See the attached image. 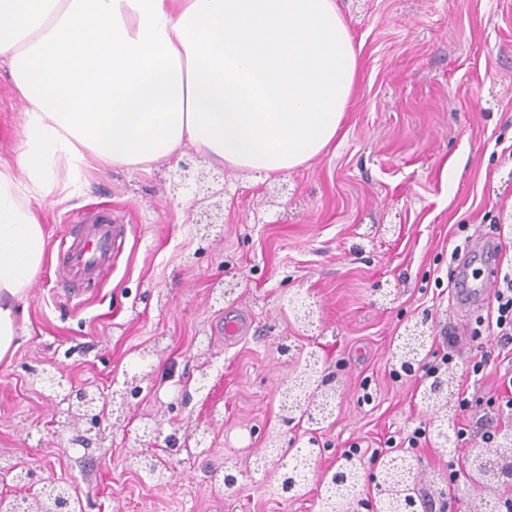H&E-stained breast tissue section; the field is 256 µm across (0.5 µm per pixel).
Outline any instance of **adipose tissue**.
Wrapping results in <instances>:
<instances>
[{
	"instance_id": "ef3b65f1",
	"label": "adipose tissue",
	"mask_w": 512,
	"mask_h": 512,
	"mask_svg": "<svg viewBox=\"0 0 512 512\" xmlns=\"http://www.w3.org/2000/svg\"><path fill=\"white\" fill-rule=\"evenodd\" d=\"M24 106L0 163V360L45 263L32 208L59 172L149 170L191 148L283 174L336 138L358 64L336 0H0V66Z\"/></svg>"
}]
</instances>
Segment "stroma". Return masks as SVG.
I'll return each instance as SVG.
<instances>
[{
  "instance_id": "obj_1",
  "label": "stroma",
  "mask_w": 512,
  "mask_h": 512,
  "mask_svg": "<svg viewBox=\"0 0 512 512\" xmlns=\"http://www.w3.org/2000/svg\"><path fill=\"white\" fill-rule=\"evenodd\" d=\"M353 35L358 80L335 143L285 174L257 177L190 150L150 171L104 167L36 207L46 262L17 314L19 346L0 362V498L37 495L51 481L81 512H321L327 479L358 449L359 506L378 498L385 459L403 455L417 496L453 512H499L512 495L482 490L467 457L483 432L512 435L499 405L512 350L473 341L450 301L456 244L499 239L512 260V0H336ZM22 106L0 68V158L20 144ZM204 170L222 192V223H206L197 187L173 189L181 165ZM108 208L124 249L78 292L63 288V250L77 226ZM313 310L300 323L290 302ZM249 315L251 332L229 342L224 315ZM420 368L405 374L398 347L414 325ZM458 333L446 378L468 409L453 423L467 441L440 447L444 414L428 408L421 368ZM481 378L465 367L477 350ZM333 414L318 425L284 410L281 393L307 363ZM142 394L114 407L102 440L64 397L94 386ZM426 437L408 439L415 428ZM179 442L163 479L143 455ZM316 447L296 495L275 488L278 455ZM32 473L19 487L6 471ZM234 472V489L221 478Z\"/></svg>"
}]
</instances>
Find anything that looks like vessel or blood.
I'll list each match as a JSON object with an SVG mask.
<instances>
[{
  "mask_svg": "<svg viewBox=\"0 0 512 512\" xmlns=\"http://www.w3.org/2000/svg\"><path fill=\"white\" fill-rule=\"evenodd\" d=\"M109 218L100 219L86 234L74 238L67 249L62 281L75 287L79 278L91 275L112 260L116 240ZM464 254L485 267L483 278L471 279L467 268H459L452 284V301L461 308L483 307L491 294L502 268L501 244L482 234L470 235L464 244Z\"/></svg>",
  "mask_w": 512,
  "mask_h": 512,
  "instance_id": "vessel-or-blood-1",
  "label": "vessel or blood"
}]
</instances>
